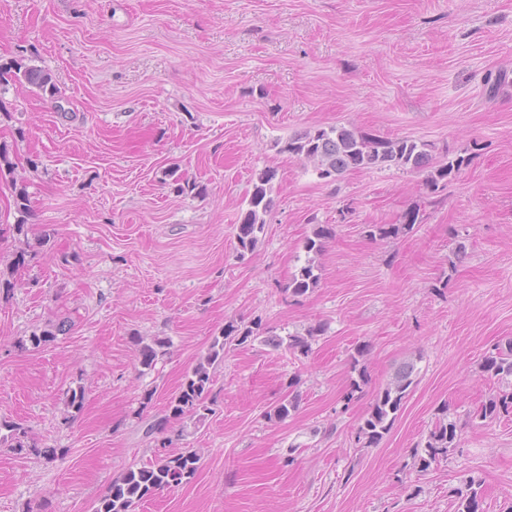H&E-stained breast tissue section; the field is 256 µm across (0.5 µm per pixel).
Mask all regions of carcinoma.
<instances>
[{
    "label": "carcinoma",
    "instance_id": "cac0c4a2",
    "mask_svg": "<svg viewBox=\"0 0 512 512\" xmlns=\"http://www.w3.org/2000/svg\"><path fill=\"white\" fill-rule=\"evenodd\" d=\"M26 83L43 91L56 93L51 73L47 70L26 66L16 61L0 64V83ZM281 151L311 163L321 179H337L350 171L365 169L403 168L414 170L430 169L429 184L438 187L439 182L458 172L466 162L459 156L432 162L425 145L409 139H389L378 135L355 131L345 127L329 126L307 130L297 134L281 147ZM276 171L265 168L255 173L253 189L247 199V208L237 226V241L241 251H251L264 232L265 215L271 210L272 199L268 195ZM416 222L414 213L404 216L402 224L373 225L369 236L381 238L399 234L413 228ZM330 234L327 226L320 225L314 236L307 238V252H318L323 239ZM318 277L314 274L312 261L302 266L288 284V291L294 296H302L312 289ZM321 327L307 330L305 335H288V340L277 336H267L263 342L274 347L287 345L288 349L302 355L308 354L311 342L315 340ZM227 333L213 338L208 353L185 375L179 390L169 401L172 417H189L200 423L204 420L207 407L205 395L213 382L211 369L224 361V346ZM164 344H145L139 349V363L152 367L162 353ZM481 369L488 378L506 382L508 387L490 395L471 416V420L493 421L501 416L512 414V341L496 345L487 351L481 362ZM416 368L411 362L400 364L394 371L390 384L376 394L359 424V436L367 446H376L392 428L403 402L415 383ZM298 395L288 396L267 411L268 418L284 419L298 407ZM460 444V427L456 419L448 414V408H441L434 429L430 431L422 448L414 450V466L424 472L448 455ZM199 456L191 451L160 457L152 463L131 467L119 478L112 481L98 500L95 512H133L136 504L144 502L165 490H176L189 484L199 469ZM456 512H484L481 482L470 477L463 487L454 490Z\"/></svg>",
    "mask_w": 512,
    "mask_h": 512
}]
</instances>
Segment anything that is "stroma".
<instances>
[{
  "label": "stroma",
  "mask_w": 512,
  "mask_h": 512,
  "mask_svg": "<svg viewBox=\"0 0 512 512\" xmlns=\"http://www.w3.org/2000/svg\"><path fill=\"white\" fill-rule=\"evenodd\" d=\"M12 60L56 90L0 88V270L26 254L0 294V422L26 431L0 443V512H95L129 466L184 451L195 479L135 512H455L470 476L485 512H512V415L471 419L500 389L484 353L512 340V0H0ZM328 126L469 163L433 190L424 170L327 181L281 152ZM268 167L273 206L243 253L236 226ZM409 211L410 232L369 236ZM319 224L334 234L311 255ZM309 261L317 284L291 295ZM255 324L322 333L306 356L238 343ZM225 331L205 420L171 419ZM142 341L165 344L153 367ZM408 361L415 385L364 446L362 416ZM291 391L296 411L268 418ZM444 405L460 445L418 472Z\"/></svg>",
  "instance_id": "stroma-1"
}]
</instances>
